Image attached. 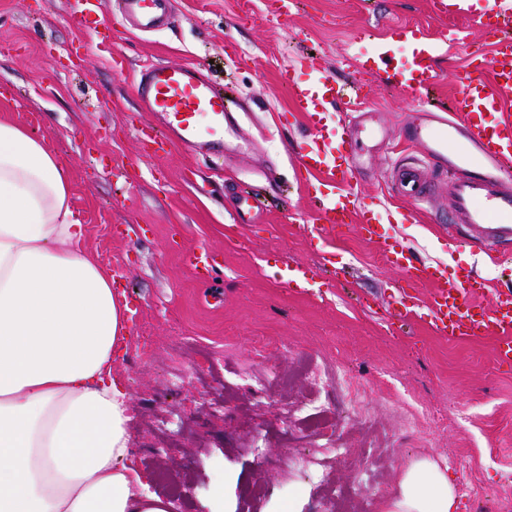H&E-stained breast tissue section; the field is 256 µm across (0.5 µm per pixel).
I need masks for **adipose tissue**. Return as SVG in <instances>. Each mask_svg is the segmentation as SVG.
Returning a JSON list of instances; mask_svg holds the SVG:
<instances>
[{"mask_svg": "<svg viewBox=\"0 0 512 512\" xmlns=\"http://www.w3.org/2000/svg\"><path fill=\"white\" fill-rule=\"evenodd\" d=\"M66 164L0 118V512H172L132 460L112 354L129 308L85 247ZM447 469L408 462L385 512H458Z\"/></svg>", "mask_w": 512, "mask_h": 512, "instance_id": "adipose-tissue-1", "label": "adipose tissue"}]
</instances>
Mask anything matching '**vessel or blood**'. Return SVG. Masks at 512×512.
Masks as SVG:
<instances>
[{
	"instance_id": "vessel-or-blood-1",
	"label": "vessel or blood",
	"mask_w": 512,
	"mask_h": 512,
	"mask_svg": "<svg viewBox=\"0 0 512 512\" xmlns=\"http://www.w3.org/2000/svg\"><path fill=\"white\" fill-rule=\"evenodd\" d=\"M173 4L174 0H116L123 17L143 31L164 25ZM71 16L77 31L103 35L111 30L102 0H74ZM480 19L494 38L492 54L483 66L459 72L448 117L427 110L414 114L408 134L421 147L423 158L395 166L391 183L398 198L415 206L437 196L449 200V223L462 225L470 237L492 248L512 241V114L506 110L512 103V43L496 38L501 26L512 22V0H483ZM386 38L413 48L408 67H391L389 81L411 95H422L437 76L427 35L420 28L397 24L387 28ZM283 79L293 112L311 122L310 141L297 166L305 175V191L319 202L317 223L330 231L360 225L367 238L376 239L392 268L414 285H432L428 316L440 336L452 342L497 336V358L511 366L512 291L499 292L492 310H475L470 301L484 289L477 276L456 277L447 268L418 260L399 241L378 239L381 216L351 192L357 165L351 146L336 139L333 115L356 111L360 97L324 72L303 81L291 68ZM136 92L141 109L159 120L167 142L209 154L223 147L233 129L228 99L193 66H148ZM491 112L498 118L490 125L485 116ZM158 137L141 134L147 145Z\"/></svg>"
}]
</instances>
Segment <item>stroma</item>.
Segmentation results:
<instances>
[{
    "label": "stroma",
    "mask_w": 512,
    "mask_h": 512,
    "mask_svg": "<svg viewBox=\"0 0 512 512\" xmlns=\"http://www.w3.org/2000/svg\"><path fill=\"white\" fill-rule=\"evenodd\" d=\"M71 0H0V116L28 128L69 162L85 246L122 274L130 333L112 361L126 387L130 446L149 492L180 493L181 512H382L401 467L429 457L456 485L479 477L481 501L460 512H496L512 500V369L498 367L495 337L448 342L427 316L431 288H412L408 324L390 314L387 288L399 271L358 225L310 235L313 207L296 166L309 122L294 114L285 67L364 86L367 113H337L338 138L358 145L353 188L369 208L394 210L391 170L420 159L405 124L422 104L447 109L453 75L480 64V21L436 15L432 0H299L281 25L268 0H175L171 24L140 32L112 17V37L77 35ZM389 23L420 25L443 47L426 100L404 96L380 72L358 70ZM455 43H448V36ZM126 59L115 71V55ZM189 63L248 112L223 154L202 158L176 144L147 157L137 127L133 77L142 65ZM135 161L136 181L114 167ZM437 199L415 219L378 225L431 264L468 270L491 307L512 287V245L489 253L448 221ZM206 248L219 271L197 282L188 252ZM311 267L309 287L281 281L285 264ZM332 360L356 390L358 408L319 396L301 360ZM288 377L265 384L262 369ZM320 398L334 417L337 450L299 433L303 402ZM412 414L416 431L399 426ZM311 453L318 477L297 470Z\"/></svg>",
    "instance_id": "35a3bbf8"
}]
</instances>
